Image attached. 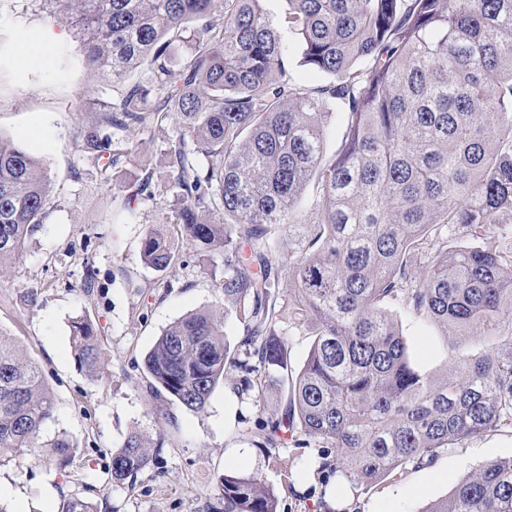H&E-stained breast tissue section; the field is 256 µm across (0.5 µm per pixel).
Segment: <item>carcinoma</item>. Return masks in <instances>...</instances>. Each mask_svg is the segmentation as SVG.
I'll list each match as a JSON object with an SVG mask.
<instances>
[{"label": "carcinoma", "instance_id": "carcinoma-1", "mask_svg": "<svg viewBox=\"0 0 512 512\" xmlns=\"http://www.w3.org/2000/svg\"><path fill=\"white\" fill-rule=\"evenodd\" d=\"M79 13L87 60L112 79L102 123L80 148L108 168L107 128L148 132L179 116L167 142L169 235L147 232L142 263L175 266V240L198 256L220 251L224 317L190 313L144 359L182 408L203 412L230 371L261 401L268 378L285 387L279 413L254 446L321 448L324 467L351 485L417 467L459 441L512 432V247L478 246L512 223V0H285L284 24L302 44L301 66L330 77L307 85L287 74L285 42L261 0H52ZM190 44L180 61L173 49ZM158 104H148L149 98ZM342 117L334 158L323 159L329 109ZM121 200L155 198L154 171ZM317 185L312 223L299 216ZM49 181L42 161L0 139V277L12 274L43 223ZM468 244L448 249V234ZM393 305L459 333L484 350L436 378L409 360L387 312ZM243 324L230 349L225 319ZM312 324L294 372L288 327ZM81 366L102 349L93 324L73 322ZM54 397L39 368L0 332V458L42 444L72 463L64 437L42 440ZM130 434L113 454L121 483L146 467ZM224 512H277L256 476L221 480ZM77 494L61 512H97ZM422 512H512V457L459 481Z\"/></svg>", "mask_w": 512, "mask_h": 512}]
</instances>
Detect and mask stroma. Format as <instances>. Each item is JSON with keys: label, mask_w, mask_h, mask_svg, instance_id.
I'll return each instance as SVG.
<instances>
[{"label": "stroma", "mask_w": 512, "mask_h": 512, "mask_svg": "<svg viewBox=\"0 0 512 512\" xmlns=\"http://www.w3.org/2000/svg\"><path fill=\"white\" fill-rule=\"evenodd\" d=\"M49 29L53 38H44ZM0 41L13 53L0 72V137L42 160L51 184L44 223L18 270L0 279V332L39 366L55 398L44 435H66L73 455L63 471L43 448L0 464V503L9 512H60L64 499L83 490L99 512H219L221 478L250 474L273 488L277 512H422L459 480L512 456V433L489 432L346 495L342 478L322 473L318 448L291 445L270 459L252 446L255 424L284 400L277 380L267 382L257 404L232 382L219 383L198 414L156 394L146 353L183 316L222 313L224 299L207 261L188 249L170 271L142 264L143 235L168 230L160 208L146 200L128 215L113 206L142 177L141 168L124 158L103 170L80 152L77 136L99 123L93 103L111 96L112 82L86 61L75 29L55 20L46 0H0ZM22 46L37 56L36 65L17 56ZM79 317L101 342L102 366L94 373L75 356L71 323ZM393 317L424 370L443 373L456 354L475 349L472 335L442 334L398 310ZM134 431L150 446L149 462L113 483L112 455Z\"/></svg>", "instance_id": "1"}]
</instances>
